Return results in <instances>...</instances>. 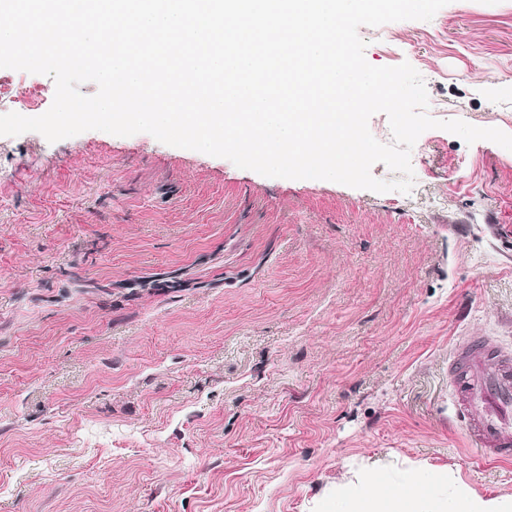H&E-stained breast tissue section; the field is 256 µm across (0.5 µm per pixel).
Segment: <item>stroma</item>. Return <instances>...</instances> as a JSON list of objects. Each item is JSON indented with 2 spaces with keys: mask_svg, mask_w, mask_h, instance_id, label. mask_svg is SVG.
<instances>
[{
  "mask_svg": "<svg viewBox=\"0 0 512 512\" xmlns=\"http://www.w3.org/2000/svg\"><path fill=\"white\" fill-rule=\"evenodd\" d=\"M358 33L437 119L512 134V0ZM5 79L0 114L50 108L51 77ZM417 144L404 194L147 133L0 136V512H323L410 465L512 495L448 385L459 337L512 346V151Z\"/></svg>",
  "mask_w": 512,
  "mask_h": 512,
  "instance_id": "35a3bbf8",
  "label": "stroma"
}]
</instances>
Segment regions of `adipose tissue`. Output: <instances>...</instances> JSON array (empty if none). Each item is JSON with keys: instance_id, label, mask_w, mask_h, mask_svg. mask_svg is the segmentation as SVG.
I'll return each mask as SVG.
<instances>
[{"instance_id": "adipose-tissue-1", "label": "adipose tissue", "mask_w": 512, "mask_h": 512, "mask_svg": "<svg viewBox=\"0 0 512 512\" xmlns=\"http://www.w3.org/2000/svg\"><path fill=\"white\" fill-rule=\"evenodd\" d=\"M335 512H512V496L478 494L452 472L410 468L384 486L368 471L337 487Z\"/></svg>"}]
</instances>
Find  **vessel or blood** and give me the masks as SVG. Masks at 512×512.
<instances>
[{"label":"vessel or blood","instance_id":"b4317fda","mask_svg":"<svg viewBox=\"0 0 512 512\" xmlns=\"http://www.w3.org/2000/svg\"><path fill=\"white\" fill-rule=\"evenodd\" d=\"M448 379L469 447L483 459L511 462L512 354L488 337H468L451 352Z\"/></svg>","mask_w":512,"mask_h":512}]
</instances>
